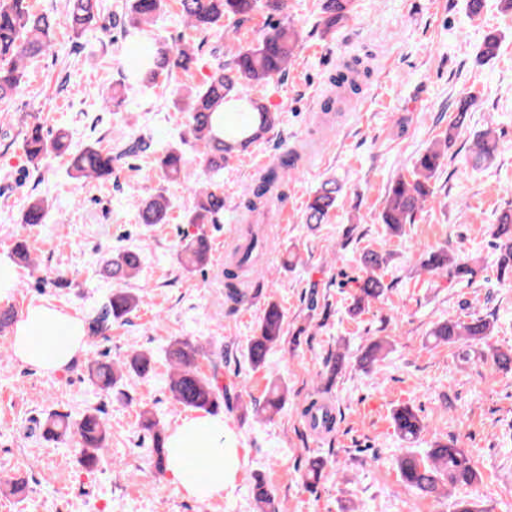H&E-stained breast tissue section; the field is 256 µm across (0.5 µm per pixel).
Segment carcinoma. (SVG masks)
Here are the masks:
<instances>
[{
  "label": "carcinoma",
  "instance_id": "1",
  "mask_svg": "<svg viewBox=\"0 0 512 512\" xmlns=\"http://www.w3.org/2000/svg\"><path fill=\"white\" fill-rule=\"evenodd\" d=\"M282 0H180V12L187 25L206 32L224 17H234L240 22L248 20L262 10L269 14L283 13ZM355 0H323L325 14L324 33H333L346 21L354 10ZM166 6V0H131L126 33L134 35L144 31L152 19ZM100 0H68L67 20L71 31L82 35L96 21ZM55 21L46 14H39L28 5V0H0V104L9 103L21 89L26 61L38 57L52 47ZM300 43V34L288 22L275 24L270 31L254 44L240 48L233 57L220 63L208 76L202 88L187 91L182 111L185 112L189 136L203 147V159L211 176L224 171V163L236 152L247 148L265 137L278 122L279 115L261 101L245 93L248 86L266 85L284 74L288 64L295 58ZM499 39L495 35L486 38L477 58L488 62L498 54ZM196 60L194 51L188 47L173 48L158 39L152 50L141 60L137 70L124 75L121 82L112 86V96L105 98L107 104L118 107L124 102L127 86L146 90L154 87L159 78H170L177 72H186ZM369 75V69L355 61L344 66L332 82L333 90L327 97L322 111L333 112L335 105L345 103L361 90ZM246 101L253 110L245 122L224 127V137L214 131V114L217 108L228 101ZM474 98L461 97L456 105V115L448 125L443 138L420 153L412 166L410 176H398L388 187L380 221L392 235L402 233L403 225L421 210L433 194L431 181L448 158V149L456 130L461 127L471 111ZM69 148L66 135L54 138L44 136L43 127L33 123L27 127L22 140V149L34 166H39L53 152ZM498 153V139L491 128L476 135L470 163L477 169L493 160ZM123 153H112V147L88 145L74 154L71 177L80 180H106ZM297 155H285L280 164L268 172L254 185L243 201L244 208L255 216L243 241L233 249L230 261L224 268L226 297L239 304L249 294L242 287L249 275L256 272L257 263L266 248V237L261 225L273 200L282 197L279 192L288 171L295 169ZM158 167L168 180H176L186 165L185 155L175 149L163 152L157 159ZM342 187L334 179L323 181L309 197L304 221L312 229L325 223L331 211L336 209ZM194 203L186 215L189 224H219L224 219V191L218 181H210L202 188L192 189ZM137 209L143 224H166L169 220L170 202L157 192L139 200ZM46 217V208L40 199H33L22 215L24 224H41ZM499 252L497 259L498 278L512 279V207L504 208L497 216L492 230ZM212 243L209 236L200 232L187 240L179 252V261L188 272L207 264ZM388 258L374 249L364 250L359 257L362 275L355 279L357 293L351 312L358 314L366 305L382 298L390 285L385 282L384 271ZM141 268L140 253L126 249L111 254L106 260L104 273L121 287L110 290L103 301L86 316L88 331L94 337L108 338L112 324L123 322L138 307L140 297L122 284L136 276ZM421 268L432 275L443 273L459 281L472 282L477 274L475 266L468 260L457 258L445 248L424 252ZM496 319L479 315L468 321L448 319L437 323L430 336L437 344L453 345L460 341H487L495 329ZM284 313L275 302L267 304L258 323L256 335L250 337L246 346V357L252 369L266 365L269 356L284 343ZM387 342L372 341L361 353L358 364L361 369L371 371L383 360ZM207 351L199 343L185 337L169 341L166 358L171 368L168 389L177 403L199 412L216 414L226 407L233 409L229 388L221 378V362H213L212 371L201 370L199 360ZM487 357L496 370L512 372V349L488 347ZM345 358L338 353L327 363L325 383L321 388L326 394L335 384L343 369ZM154 360L150 353L137 351L115 361L107 353H99L85 361V372L91 384L109 392L113 390L127 371L139 377L153 370ZM288 401V385L273 380L269 383L262 411L267 418L280 414ZM309 427L314 431L330 432L336 417L329 403L313 401L305 409ZM393 426L398 437L407 444H416L427 431V426L418 413L409 406L393 412ZM144 431L151 438L156 468L163 470L166 452L165 430L159 423L146 417L142 422ZM43 438L48 442L64 444L77 440L80 459L95 464L108 447L110 427L95 409L72 419L71 414L51 411L43 422ZM327 462L322 458L308 460L305 482L309 486L320 483ZM396 467L401 482L420 493L438 497L445 489L469 487L479 479L467 450L458 447V441H435L425 452L410 448L396 458ZM253 499L259 512H276L273 496L265 482L258 478L252 487Z\"/></svg>",
  "mask_w": 512,
  "mask_h": 512
}]
</instances>
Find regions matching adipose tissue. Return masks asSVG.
Here are the masks:
<instances>
[{"instance_id":"adipose-tissue-1","label":"adipose tissue","mask_w":512,"mask_h":512,"mask_svg":"<svg viewBox=\"0 0 512 512\" xmlns=\"http://www.w3.org/2000/svg\"><path fill=\"white\" fill-rule=\"evenodd\" d=\"M11 347L18 360L53 373L84 351L83 323L52 304L32 305L16 324ZM166 448V468L187 497L205 501L221 496L236 478L238 450L227 440L223 416L206 414L183 420L169 431ZM191 448L208 449L205 475H198L189 464Z\"/></svg>"}]
</instances>
